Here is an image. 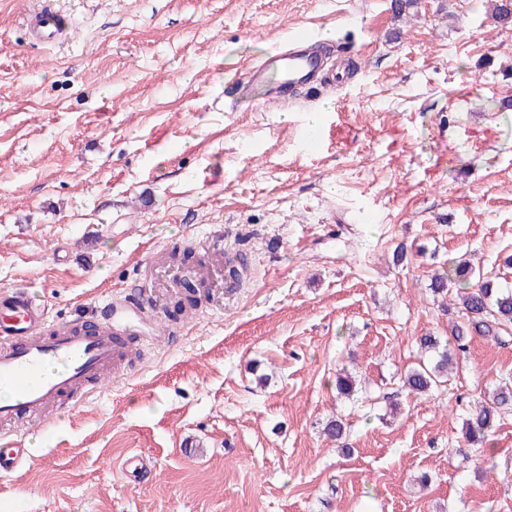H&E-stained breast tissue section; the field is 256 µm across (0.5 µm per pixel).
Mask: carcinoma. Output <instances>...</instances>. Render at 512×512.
Returning <instances> with one entry per match:
<instances>
[{
  "mask_svg": "<svg viewBox=\"0 0 512 512\" xmlns=\"http://www.w3.org/2000/svg\"><path fill=\"white\" fill-rule=\"evenodd\" d=\"M491 16L500 26H509L512 23V0H494ZM450 282L458 286L456 297L460 320L450 329L455 348L465 350L466 343L475 336L503 343L501 332L512 327V290L494 287L480 266L466 258L453 261L443 273H435L431 278V290L436 295L446 296ZM419 345L429 354L428 361L408 370L401 378V387L414 395L449 389L451 358L448 348H440L438 339L431 335L420 337ZM355 387V378L350 373L336 374L339 394L349 397L354 394ZM509 410H512L511 376L502 379L491 402L476 405L470 413L465 421L464 444L477 456L485 455L488 432ZM324 434L329 440L340 442L346 434L343 419L338 416L330 420Z\"/></svg>",
  "mask_w": 512,
  "mask_h": 512,
  "instance_id": "carcinoma-1",
  "label": "carcinoma"
}]
</instances>
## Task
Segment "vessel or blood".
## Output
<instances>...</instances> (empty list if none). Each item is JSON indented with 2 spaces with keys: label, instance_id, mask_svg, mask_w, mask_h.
Segmentation results:
<instances>
[{
  "label": "vessel or blood",
  "instance_id": "b4317fda",
  "mask_svg": "<svg viewBox=\"0 0 512 512\" xmlns=\"http://www.w3.org/2000/svg\"><path fill=\"white\" fill-rule=\"evenodd\" d=\"M30 34L41 43L62 39L60 17L49 0L25 20ZM330 68L314 50L308 36L275 49L264 62L250 68L234 92L240 102L250 100L249 88L273 85L272 100L287 102L303 88L313 89ZM128 301H111L102 321L83 317L49 324L44 306L23 288L0 297V470L17 469L22 450L10 429L31 415L80 402L90 388L111 377L122 351L117 343L127 332Z\"/></svg>",
  "mask_w": 512,
  "mask_h": 512
}]
</instances>
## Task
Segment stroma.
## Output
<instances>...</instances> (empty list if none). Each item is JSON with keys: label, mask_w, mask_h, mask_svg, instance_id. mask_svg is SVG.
Returning <instances> with one entry per match:
<instances>
[{"label": "stroma", "mask_w": 512, "mask_h": 512, "mask_svg": "<svg viewBox=\"0 0 512 512\" xmlns=\"http://www.w3.org/2000/svg\"><path fill=\"white\" fill-rule=\"evenodd\" d=\"M40 2L0 0V295L54 323L158 301L108 383L18 425L0 512H512V412L490 456L458 451L512 341L474 337L451 391L399 383L448 336L435 270L464 255L512 289V27L487 0H54L71 35L45 46ZM304 30L335 81L238 109L232 83Z\"/></svg>", "instance_id": "1"}]
</instances>
